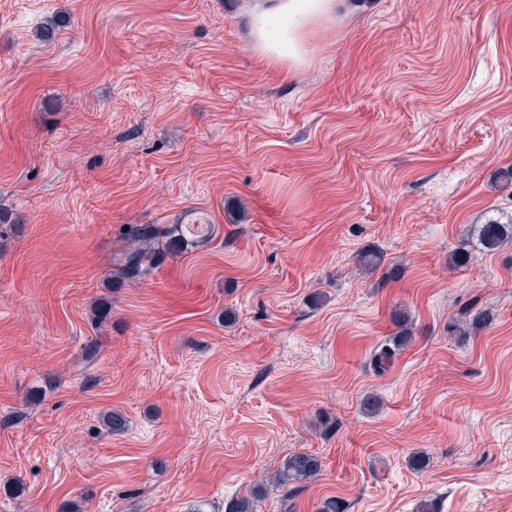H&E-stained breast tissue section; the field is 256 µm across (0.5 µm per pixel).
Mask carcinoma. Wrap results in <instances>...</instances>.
Wrapping results in <instances>:
<instances>
[{
    "mask_svg": "<svg viewBox=\"0 0 512 512\" xmlns=\"http://www.w3.org/2000/svg\"><path fill=\"white\" fill-rule=\"evenodd\" d=\"M128 235L138 242V247L124 253L115 259L118 275L123 278H132L141 275L144 261H151L165 252H174L187 245L181 230V225L169 228L159 224H138L130 227ZM512 241V220L503 224L499 221H490L482 225L480 241L487 251H494L506 241ZM405 340L403 336H396L392 344L382 346L374 356L376 366L384 370L394 360L395 351ZM319 459L307 453H292L284 460L276 474L277 482L286 485L303 482L320 471Z\"/></svg>",
    "mask_w": 512,
    "mask_h": 512,
    "instance_id": "obj_1",
    "label": "carcinoma"
}]
</instances>
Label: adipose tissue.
<instances>
[{"label":"adipose tissue","instance_id":"obj_1","mask_svg":"<svg viewBox=\"0 0 512 512\" xmlns=\"http://www.w3.org/2000/svg\"><path fill=\"white\" fill-rule=\"evenodd\" d=\"M338 0H253L251 29L259 53L296 68L305 63L314 28L334 19Z\"/></svg>","mask_w":512,"mask_h":512}]
</instances>
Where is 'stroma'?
<instances>
[{"mask_svg": "<svg viewBox=\"0 0 512 512\" xmlns=\"http://www.w3.org/2000/svg\"><path fill=\"white\" fill-rule=\"evenodd\" d=\"M250 4L0 0V512H512V243L477 241L512 220V0H348L291 74ZM192 212L207 244L113 277ZM508 240L512 242V220L507 224L492 220L482 225L480 241L486 251H494ZM169 228L159 224H138L131 226L128 235L138 242V247L125 252L115 259L120 277L132 278L141 275L145 260L151 261L157 256H163L166 251L174 252L187 246V241L181 230V225ZM161 248H155V245ZM319 459L307 453H292L284 460L276 474V480L282 485L303 482L320 471Z\"/></svg>", "mask_w": 512, "mask_h": 512, "instance_id": "35a3bbf8", "label": "stroma"}]
</instances>
